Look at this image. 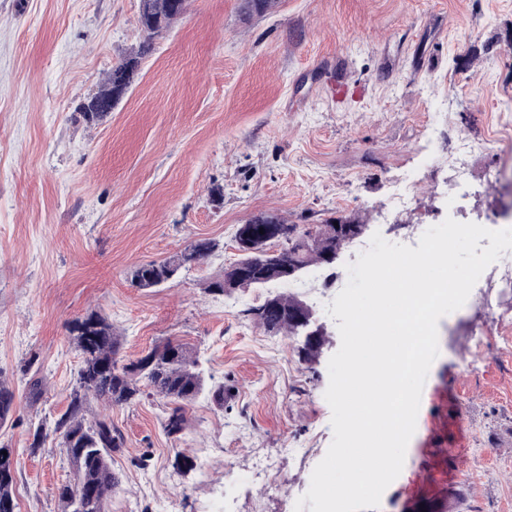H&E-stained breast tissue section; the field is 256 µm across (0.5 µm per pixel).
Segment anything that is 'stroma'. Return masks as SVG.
<instances>
[{"label": "stroma", "mask_w": 512, "mask_h": 512, "mask_svg": "<svg viewBox=\"0 0 512 512\" xmlns=\"http://www.w3.org/2000/svg\"><path fill=\"white\" fill-rule=\"evenodd\" d=\"M242 4L189 0L91 124L79 107L140 42V0H0V375L20 402L0 444L18 461V512H62L74 482L54 439L32 442L68 408L81 366L68 326L87 310L116 327L123 358L175 339L235 387L221 406L201 395L177 438L158 396L109 411L89 401L85 418L110 413L123 437L108 512H295L333 439L324 394L341 339L317 309L325 343L304 363L295 339L246 316L266 289L205 292L237 259L238 226L266 212L292 224L343 216L392 243L449 217L512 228L502 181L482 179L512 159V112L500 109L512 100V0H278L260 15ZM465 142L487 148L458 189L448 161ZM197 238L220 247L163 287L130 284L132 267ZM478 321L491 337L480 349ZM505 339L512 323L473 294L439 320L416 430L377 512H420L452 488L457 512H512ZM35 379L44 391L31 405Z\"/></svg>", "instance_id": "stroma-1"}]
</instances>
